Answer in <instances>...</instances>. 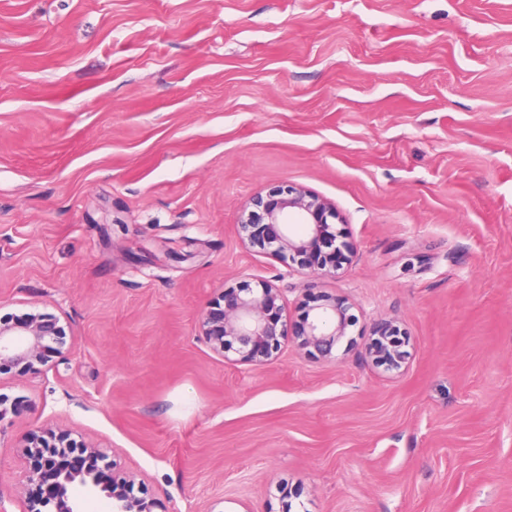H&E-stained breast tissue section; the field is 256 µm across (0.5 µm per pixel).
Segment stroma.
Segmentation results:
<instances>
[{
    "instance_id": "obj_1",
    "label": "stroma",
    "mask_w": 512,
    "mask_h": 512,
    "mask_svg": "<svg viewBox=\"0 0 512 512\" xmlns=\"http://www.w3.org/2000/svg\"><path fill=\"white\" fill-rule=\"evenodd\" d=\"M283 183L335 204V275L241 244ZM245 276L289 326L345 299L349 343L214 354ZM33 311L73 341L0 375L6 512L35 429L153 512H512V0H0V317ZM396 327L391 322L379 323L375 328L377 339L371 342L368 354L373 362L385 366L387 371H400L407 363L409 353L403 349L405 341L395 339Z\"/></svg>"
}]
</instances>
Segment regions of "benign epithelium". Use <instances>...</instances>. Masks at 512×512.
<instances>
[{"instance_id":"obj_1","label":"benign epithelium","mask_w":512,"mask_h":512,"mask_svg":"<svg viewBox=\"0 0 512 512\" xmlns=\"http://www.w3.org/2000/svg\"><path fill=\"white\" fill-rule=\"evenodd\" d=\"M292 215L306 226L304 233L292 230L288 220ZM332 219H338L333 203L287 184L251 200L242 212L238 234L249 248L289 260L301 269L329 274L343 255L352 251L347 235L331 230ZM281 299L280 291L265 282L255 288L248 282L226 288L223 307L202 315V336L213 352L223 355L233 350L241 359L260 365L272 357L286 336ZM349 310L344 299L329 297L312 317L293 325L291 335L301 348L321 359H332L351 326ZM395 330L388 321L379 323L377 339L368 348L372 360L388 371L401 370L409 358L405 342L395 339ZM67 336L68 326L52 314L35 312L19 322L0 319V373L13 368L39 373L48 362V352L64 354ZM59 437V445L47 447L40 441L41 435L32 432L20 447L22 456L33 463L23 485L40 489L26 496V512H80L69 494L75 484L90 493L104 494L112 500L115 512H153L152 500L127 494L133 479L116 472L102 450L74 442L68 432Z\"/></svg>"}]
</instances>
